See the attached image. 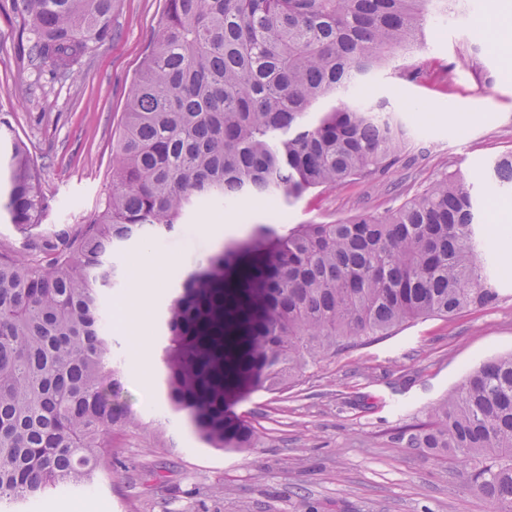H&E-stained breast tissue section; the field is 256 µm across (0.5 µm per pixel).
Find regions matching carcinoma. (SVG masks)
Segmentation results:
<instances>
[{
  "mask_svg": "<svg viewBox=\"0 0 512 512\" xmlns=\"http://www.w3.org/2000/svg\"><path fill=\"white\" fill-rule=\"evenodd\" d=\"M460 0H165L130 84L112 190L84 223L39 232L41 168L15 146L0 214L24 252L0 245V502L112 471V434L138 426L121 400L101 294L114 254L170 232L201 201L296 200L397 164L410 139L360 77L421 46L431 10ZM114 0H21L19 59L55 81L112 40ZM340 106L308 120L322 100ZM512 184V151L486 172ZM500 300L473 185L445 174L383 212L222 244L166 305L168 402L208 448H262L228 402L287 390L309 366L405 323ZM409 448L462 464L470 487L512 512V354L490 359L402 432Z\"/></svg>",
  "mask_w": 512,
  "mask_h": 512,
  "instance_id": "carcinoma-1",
  "label": "carcinoma"
}]
</instances>
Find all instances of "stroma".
<instances>
[{"instance_id":"stroma-1","label":"stroma","mask_w":512,"mask_h":512,"mask_svg":"<svg viewBox=\"0 0 512 512\" xmlns=\"http://www.w3.org/2000/svg\"><path fill=\"white\" fill-rule=\"evenodd\" d=\"M164 8L165 0H115L111 41L95 47L66 84L21 64L19 13L0 9V117L43 166L50 206L42 231L81 223L108 192L127 90ZM474 45L481 69L457 68L447 81L444 68ZM403 62L424 65V80L402 81L389 68L364 78L368 98L388 100L411 129L400 163L376 179L293 201L197 205L163 238L128 243L121 265L149 246L158 255L180 254L192 270L218 246L203 225H232V239L242 240L258 224L331 222L398 206L456 172L476 182L496 267L512 269V225L504 226L500 212L512 207V195L482 180L497 156L512 151V62L491 47L480 20L445 17L430 20L425 46ZM497 286L502 298L495 306L410 323L310 366L284 392L258 391L232 404L266 436V447L254 452L205 447L171 413L161 375L149 380L128 367L134 339L118 322L124 289L113 288L105 308L114 355L126 364L123 396L140 422L112 439L117 474H103L87 489L60 487L2 504L0 512H493V503L468 487L457 461L434 460L397 435L423 421L476 365L512 352V281ZM157 422L165 425L168 446L156 451L148 428Z\"/></svg>"}]
</instances>
